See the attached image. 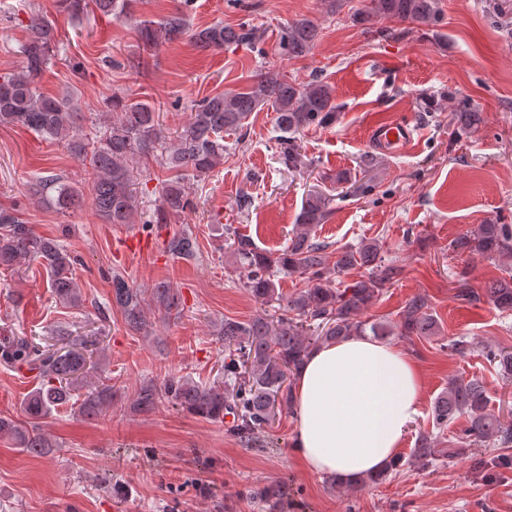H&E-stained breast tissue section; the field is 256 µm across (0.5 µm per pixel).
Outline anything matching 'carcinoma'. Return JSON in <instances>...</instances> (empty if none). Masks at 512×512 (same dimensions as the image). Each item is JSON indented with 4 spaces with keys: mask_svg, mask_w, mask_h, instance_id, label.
I'll return each mask as SVG.
<instances>
[{
    "mask_svg": "<svg viewBox=\"0 0 512 512\" xmlns=\"http://www.w3.org/2000/svg\"><path fill=\"white\" fill-rule=\"evenodd\" d=\"M57 4L70 13L90 7L105 18L121 19L132 14L135 0H57ZM186 5L188 0H183L158 23L140 22L139 36L145 47L154 48L185 35L202 50H222L257 40V30L252 27L233 28L222 23L191 32L183 11ZM381 18L416 28H435L443 22L444 13L441 0H369V5L351 15L352 22L362 26ZM25 29L27 39L19 50L21 67L0 75V126L24 127L44 141L64 145L74 158L88 165L94 210L104 224L133 223L138 211V163L156 151L160 152V166L167 173V178L161 180L157 223L169 224L191 205L185 182L204 179L224 163V134L243 131L252 112L263 106L276 112L280 156L290 170L303 164L297 136L312 127L333 124L338 118L339 106L327 83L315 79L296 85L262 75L245 91L218 93L194 102L189 122L169 142L149 102L126 101L117 96L112 101V114H104L94 131L86 134L81 127L83 116L76 92L52 95L39 87L42 74L55 56L54 27L42 15L31 13ZM317 37L318 27L313 21L298 20L285 27L282 50L291 57H304ZM455 116L458 132L463 133L472 125L476 113L462 100ZM27 196L38 205L51 203L64 210L75 205L77 191L67 177L53 174L27 182ZM332 201L321 191L310 192L302 202L288 245L277 253L260 250L247 235L228 233V247L245 273L244 287L264 303L280 302L282 313L243 321L224 318L215 330L228 351L223 381L207 384L191 376H172L160 385L146 381L136 391L134 405L139 411L148 413L167 403L211 421H222L224 415L230 414V431L251 447L259 428L278 414L294 412L290 373L298 369L317 342L367 334L381 340L394 334L419 338L437 335V321L421 296L405 302L395 324L357 319L361 311L400 280L403 269L381 256L376 239L340 246L336 248V260L329 261L327 250L334 243L315 238L312 231L326 223L333 212ZM449 249L470 257L511 260L512 225L480 224L471 233L451 241ZM197 250V238L188 229L168 242V252L177 257H193ZM26 259L41 261L50 276V288L61 304L81 305L82 295L74 276L76 260L71 252L59 240L40 235L32 225L19 220L15 209L0 208V269L12 271ZM356 267L369 269L368 276L342 289L330 287ZM281 272L303 276L306 287L283 296L274 281ZM452 285L458 299L480 300L468 268L454 273ZM485 295L498 309L511 311L512 276L491 283L485 288ZM149 301L167 314L179 312L182 307L179 290L167 282L155 284L147 299L124 276H112V305L120 310L131 332L149 335ZM60 340L64 346L54 350H42L23 337L0 345L1 359L12 366H26L38 376L24 399L25 424L0 417V437H11L18 448L36 457L53 448L42 423L58 408L72 404L83 418L93 420L112 406V385L84 384L83 374L91 365L88 340L81 336H62ZM485 356L489 364L499 369L502 378L512 379V351L489 347ZM487 406L486 391L478 381L450 380L448 389L432 406L428 417L431 429L419 431L409 456L398 457L390 470L397 471L406 464L425 468L440 456L453 460L459 449L437 448L436 434L447 431L462 416L466 426L457 442L470 445L493 439L508 446L512 443V427L502 425L487 412ZM387 475L385 471L354 483H342L333 477L330 484L355 491L382 481ZM255 495L273 509L284 492L266 485Z\"/></svg>",
    "mask_w": 512,
    "mask_h": 512,
    "instance_id": "cac0c4a2",
    "label": "carcinoma"
}]
</instances>
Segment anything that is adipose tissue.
I'll use <instances>...</instances> for the list:
<instances>
[{"label": "adipose tissue", "instance_id": "obj_1", "mask_svg": "<svg viewBox=\"0 0 512 512\" xmlns=\"http://www.w3.org/2000/svg\"><path fill=\"white\" fill-rule=\"evenodd\" d=\"M423 382L396 345L364 336L321 344L295 375L292 450L343 482L384 471L420 413Z\"/></svg>", "mask_w": 512, "mask_h": 512}]
</instances>
